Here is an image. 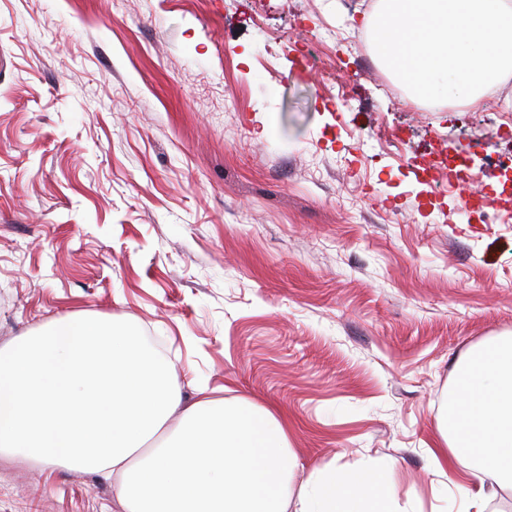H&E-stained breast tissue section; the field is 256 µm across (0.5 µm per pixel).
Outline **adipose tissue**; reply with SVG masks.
<instances>
[{"mask_svg": "<svg viewBox=\"0 0 512 512\" xmlns=\"http://www.w3.org/2000/svg\"><path fill=\"white\" fill-rule=\"evenodd\" d=\"M453 472L484 512L512 487V339L475 350L442 418ZM0 453L115 477L124 512H285L295 458L284 418L243 401L184 402L168 360L121 324L67 318L0 347ZM300 512H390L375 472L321 466Z\"/></svg>", "mask_w": 512, "mask_h": 512, "instance_id": "adipose-tissue-1", "label": "adipose tissue"}]
</instances>
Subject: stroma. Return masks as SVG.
I'll return each instance as SVG.
<instances>
[{
	"instance_id": "35a3bbf8",
	"label": "stroma",
	"mask_w": 512,
	"mask_h": 512,
	"mask_svg": "<svg viewBox=\"0 0 512 512\" xmlns=\"http://www.w3.org/2000/svg\"><path fill=\"white\" fill-rule=\"evenodd\" d=\"M362 15L0 0V347L125 323L185 401L287 415V512L326 464L383 472L395 512H463L430 451L472 349L512 337V112L395 94ZM439 153L466 182L414 174ZM0 512L122 509L100 475L0 455Z\"/></svg>"
}]
</instances>
